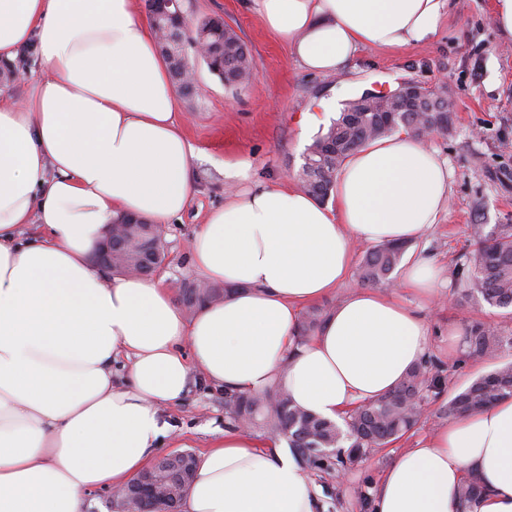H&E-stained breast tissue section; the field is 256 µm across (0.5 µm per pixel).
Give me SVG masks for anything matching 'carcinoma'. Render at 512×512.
I'll list each match as a JSON object with an SVG mask.
<instances>
[{
    "instance_id": "obj_1",
    "label": "carcinoma",
    "mask_w": 512,
    "mask_h": 512,
    "mask_svg": "<svg viewBox=\"0 0 512 512\" xmlns=\"http://www.w3.org/2000/svg\"><path fill=\"white\" fill-rule=\"evenodd\" d=\"M147 16L160 46L167 44L168 38L181 26L178 17L157 21L150 11ZM196 38L209 47L201 59L224 85L242 88L250 82L256 63L251 52L243 49L242 38L233 28L210 18L198 27ZM170 74L183 96L190 98L194 95V70L172 69ZM359 103L358 97L350 100L327 131L316 136L307 148L306 157L318 160L319 167L312 173L302 171L300 180L304 190L320 200L330 196L347 156L366 143L388 136L398 127L419 138L429 130L442 135L452 133L451 117L447 127L438 128L433 114L427 112L421 118L409 112L404 121L397 122V127H387L381 122L380 113L358 111ZM471 230L473 247L463 254L458 267L459 301L470 298V285L473 284L489 305L512 308V225L503 224L486 233L483 225L473 224ZM407 247L405 242L367 247L358 268L360 280L371 286L390 284V275ZM226 293L223 286L185 279L179 295L185 309L192 313L201 305L224 299ZM466 342L467 355L473 359L505 347L512 349V336H503L481 323L468 327ZM422 387L435 391L442 387L441 380L430 377V370L424 363L410 370L390 393L354 408L343 428L295 406L281 388L258 395L226 390L225 419L227 425L238 430L258 429L282 436L292 449L308 448V468L329 470L346 459L354 460L371 448L397 440L414 428L423 417L417 401ZM507 397H512V363L475 378L466 388L448 398L444 411L450 417L464 416ZM346 443L349 449L345 451L343 445ZM186 457L187 461L176 471L158 470L160 488L168 489L175 479L184 487L192 481L195 456L189 452ZM481 493L480 483L473 475L466 478L459 490L463 505L469 508Z\"/></svg>"
}]
</instances>
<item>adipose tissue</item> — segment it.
I'll list each match as a JSON object with an SVG mask.
<instances>
[{"instance_id":"ef3b65f1","label":"adipose tissue","mask_w":512,"mask_h":512,"mask_svg":"<svg viewBox=\"0 0 512 512\" xmlns=\"http://www.w3.org/2000/svg\"><path fill=\"white\" fill-rule=\"evenodd\" d=\"M305 70L334 74L361 48L430 42L452 0H253ZM34 46L40 75L0 107V512H83L150 463L193 377L288 391L340 420L425 358L427 309L444 271L408 255L395 289L343 296L311 336L302 311L343 282L353 247L409 242L449 214L453 171L401 130L353 152L332 202L249 183L210 210L190 243L199 278L230 286L185 315L163 278L105 277L90 261L117 214L159 227L190 206L194 149L139 0H0V61ZM129 362L125 380L112 364ZM183 512H319L292 449L227 429L197 458ZM512 512V398L438 427L382 476L373 512Z\"/></svg>"}]
</instances>
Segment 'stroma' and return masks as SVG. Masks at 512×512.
Returning a JSON list of instances; mask_svg holds the SVG:
<instances>
[{"label": "stroma", "mask_w": 512, "mask_h": 512, "mask_svg": "<svg viewBox=\"0 0 512 512\" xmlns=\"http://www.w3.org/2000/svg\"><path fill=\"white\" fill-rule=\"evenodd\" d=\"M493 0H454L433 41L400 48L361 50L339 73L309 72L289 54L288 46L249 7L248 0H184L189 26L221 16L246 42L256 60L250 84L235 92L224 86L200 59H193L196 91L181 98L179 122L195 149L192 163L195 195L189 209L165 231L163 274L174 282L191 274L188 246L206 213L223 205L233 183L224 176L225 163L248 158L254 177L264 184H298L299 171L317 129H301L303 113L330 105L339 114L364 90L389 91L414 79L431 85L446 81L457 98L452 136L433 135L427 147L438 150L454 170L449 217L433 225L411 252L425 255L447 271L444 301L427 317L431 375L443 382L440 394L425 403L422 420L405 436L339 473L313 472L321 490L322 512H370L376 486L386 469L405 449L418 447L438 426L447 423L443 407L449 396L478 375L512 362V349L481 361L465 349L448 344L449 331L465 333L481 322L512 336V311L487 304L480 295L456 301L455 278L461 256L470 250V226L512 224V41L503 38L492 20ZM173 424L186 431L192 452L206 448L214 432L223 430L224 393L193 381L182 402L169 408Z\"/></svg>", "instance_id": "obj_1"}]
</instances>
